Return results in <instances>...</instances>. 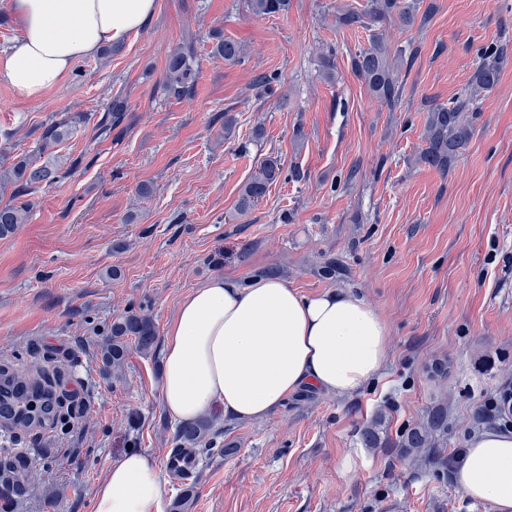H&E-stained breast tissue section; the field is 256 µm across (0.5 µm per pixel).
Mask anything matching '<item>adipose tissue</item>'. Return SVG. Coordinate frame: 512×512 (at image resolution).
Segmentation results:
<instances>
[{
	"instance_id": "ef3b65f1",
	"label": "adipose tissue",
	"mask_w": 512,
	"mask_h": 512,
	"mask_svg": "<svg viewBox=\"0 0 512 512\" xmlns=\"http://www.w3.org/2000/svg\"><path fill=\"white\" fill-rule=\"evenodd\" d=\"M14 7L21 35L0 55V79L37 99L76 61L140 29L155 0H15ZM387 349L384 320L357 295L306 297L274 275L244 283L217 275L191 291L166 327L160 393L180 423L207 411L260 420L305 389L358 391ZM454 478L494 512H512V433L473 437ZM166 492L157 466L132 450L100 484L94 512H165Z\"/></svg>"
}]
</instances>
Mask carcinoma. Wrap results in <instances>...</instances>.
<instances>
[{
  "instance_id": "cac0c4a2",
  "label": "carcinoma",
  "mask_w": 512,
  "mask_h": 512,
  "mask_svg": "<svg viewBox=\"0 0 512 512\" xmlns=\"http://www.w3.org/2000/svg\"><path fill=\"white\" fill-rule=\"evenodd\" d=\"M290 5L291 0H248L252 14L259 17L284 15L288 13ZM418 11L417 0H408L403 5L400 0H368L367 9L363 12L347 8L338 11L336 16L341 25L359 23L374 30L369 46L352 57L351 69L372 97L392 107L402 100L401 74L410 69L415 52L405 47H393L378 32V28L394 14L405 26H412L417 21L426 23L428 13L420 15ZM212 53L228 63H236L241 59L243 48L230 38L217 36ZM194 58L195 51L191 45H179L170 51L162 85L168 95L181 98L191 93L196 80ZM501 72L500 52L484 51L472 74L466 97L449 104H435L428 109L424 130L427 147L421 153L419 162L443 173L448 172L455 157L472 138L473 121L468 113L473 111V102L482 93L493 90ZM126 111V100L115 96L95 124L97 136L108 138L113 135L115 140H120L121 133L115 134L113 130L121 126ZM82 122L80 115L55 119L43 126L35 149L7 157L9 164L0 171V191L11 190V200L0 204V237L14 233L18 225L27 223L32 210L29 196L56 183L82 165L79 157L62 160L54 155V148L62 144L73 128ZM280 172L278 161L266 160L260 166L259 173L241 187V209L247 210L257 204ZM131 340L138 350L147 352L156 344L157 332L151 319L127 311L112 321L107 337L101 344L102 369L107 375H112V369L123 364ZM210 431L211 424L205 418L179 426L175 435L176 449L195 453L197 447L210 442Z\"/></svg>"
}]
</instances>
